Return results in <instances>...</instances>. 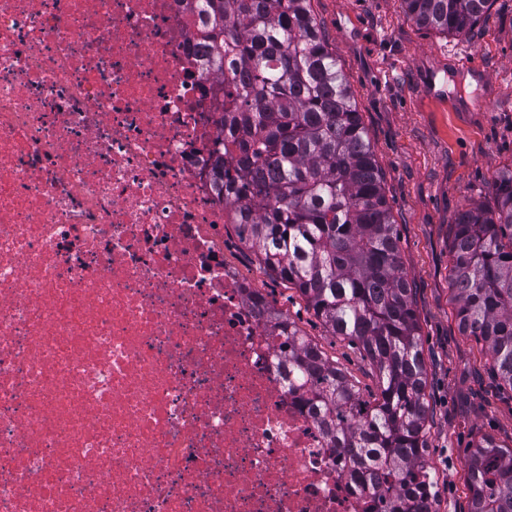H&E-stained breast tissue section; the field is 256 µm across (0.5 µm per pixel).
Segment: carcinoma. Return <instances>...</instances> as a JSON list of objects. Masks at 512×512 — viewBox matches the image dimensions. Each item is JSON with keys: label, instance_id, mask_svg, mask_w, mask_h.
<instances>
[{"label": "carcinoma", "instance_id": "1", "mask_svg": "<svg viewBox=\"0 0 512 512\" xmlns=\"http://www.w3.org/2000/svg\"><path fill=\"white\" fill-rule=\"evenodd\" d=\"M203 57L224 76L223 148L211 172L238 237L291 285L333 336L362 347L378 378L365 400L344 370L282 324L288 367L349 460L347 474L392 512H433L427 366L387 204L353 92L312 0H189ZM494 0H403L421 27L468 38ZM495 208L469 204L450 225V290L459 330L484 345L512 389V167ZM470 512H512V448L488 435L465 462Z\"/></svg>", "mask_w": 512, "mask_h": 512}]
</instances>
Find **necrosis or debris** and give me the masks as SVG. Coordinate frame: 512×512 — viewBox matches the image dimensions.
<instances>
[{
  "label": "necrosis or debris",
  "mask_w": 512,
  "mask_h": 512,
  "mask_svg": "<svg viewBox=\"0 0 512 512\" xmlns=\"http://www.w3.org/2000/svg\"><path fill=\"white\" fill-rule=\"evenodd\" d=\"M182 0H0V512H378L213 186Z\"/></svg>",
  "instance_id": "necrosis-or-debris-1"
}]
</instances>
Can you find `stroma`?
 Segmentation results:
<instances>
[{
  "mask_svg": "<svg viewBox=\"0 0 512 512\" xmlns=\"http://www.w3.org/2000/svg\"><path fill=\"white\" fill-rule=\"evenodd\" d=\"M313 7L372 143L414 288L434 508L469 512L465 460L484 435L512 446V392L500 389L481 344L459 332L448 228L469 203L493 207V180L512 166V0H494L471 39L416 26L402 0H313ZM230 248L269 302L294 317L364 398L374 396L376 374L358 346L329 335L299 294L260 271L239 238Z\"/></svg>",
  "mask_w": 512,
  "mask_h": 512,
  "instance_id": "35a3bbf8",
  "label": "stroma"
}]
</instances>
